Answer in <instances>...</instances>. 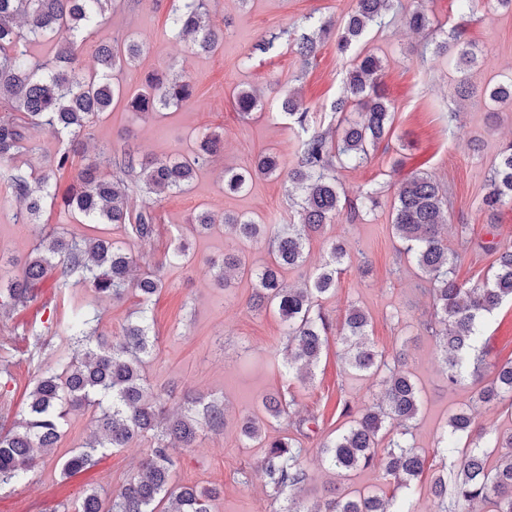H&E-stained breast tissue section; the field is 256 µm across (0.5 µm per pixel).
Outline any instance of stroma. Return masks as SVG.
I'll return each mask as SVG.
<instances>
[{"label":"stroma","instance_id":"stroma-1","mask_svg":"<svg viewBox=\"0 0 512 512\" xmlns=\"http://www.w3.org/2000/svg\"><path fill=\"white\" fill-rule=\"evenodd\" d=\"M173 4L174 0H149L108 14L80 45L79 63L84 71H95L98 46L111 41L114 33L129 35L149 45L150 51L134 67L114 72L125 94L142 91L151 74L164 72L191 83L192 100L136 120L130 119L123 103H114L91 128L87 151L101 171H111L114 152L122 144L119 133L131 126L141 152L151 157L190 156L197 134L206 129L222 133L220 152L184 190L156 198L159 234L143 247L130 241L121 225L72 224L53 206L45 207L38 223H16V204L0 182V282L20 274L25 260L52 229L110 239L133 254H146L152 265L185 245V261L160 270L166 286L151 301L157 342L145 375L153 390L174 391L170 410H178L177 398L187 390L205 401H223L222 427L204 429L192 449L172 450L177 460L175 485L220 489L214 512H283L287 506L286 501L269 500L257 467L262 450L245 444L240 436L241 419L261 414L263 396L273 392L293 394V413L315 420L303 441L308 479L293 494L297 504L310 507L338 486L391 494L382 465L345 479L320 462L323 440L349 423L341 414L343 406L359 410L378 400L383 390L381 377L350 370L342 360L344 347L336 335L353 305L368 313V334L379 352L389 358L404 353L422 399L409 442L434 469H442L448 459L437 441L449 416L469 402L472 386L447 384L436 341L420 324L432 311L428 283L404 256L391 227V213L397 183L411 172L423 171L432 174L448 195L449 246H456L460 226L468 228V242L456 265L460 281L474 283L487 273L494 257L483 251V244L493 241L512 247V203L495 213L482 206L499 150L512 140V105H494L484 95L487 86L512 78V11L495 7L492 0H475L468 10L457 0H424L431 19L428 29L411 32L398 16L386 27H371L362 38V45L383 61L382 83L394 108L393 129L362 164L336 171L347 196L374 190L377 206L353 220L337 217L324 236L312 240L305 265L284 274L288 283H301L327 260L328 239L349 245L336 291L322 301L333 336L311 378L301 381L288 374L278 316L249 307L254 288L249 275L235 276L224 285L206 274L205 264L222 261L230 252L244 253L255 268L269 258L267 244L242 241L225 229V214H243L259 224L293 221L297 199L284 178L259 177L246 192L228 196L223 172L250 167L262 152L277 153L293 163L299 138L280 114L283 91L298 90L312 126L336 124L331 105L343 92L349 57L338 53L331 40L316 60L306 64L288 48L287 39L308 28L309 14L335 20L349 12L355 0H205L212 24L224 31L223 47L212 54L197 53L188 42L174 38ZM452 32L472 44L477 55L471 93L464 99L455 93V65L435 52ZM268 37L275 40L273 49L256 52L255 44ZM243 88L254 89L263 101L262 110L247 120L235 105ZM201 211L216 221L210 233H197L191 222ZM76 294L100 312V329L109 337L119 335L140 308L139 297L132 293L119 301L82 288ZM39 311L35 305L0 316V361L9 360L12 373L6 390H0V425L15 419L31 385L34 365L24 357V334ZM482 345L488 367L512 361V304H503L487 322ZM91 418L87 409L71 412L54 455L40 463L28 481L0 488V512H56L59 504L71 501L82 489L114 491L135 472L139 453L150 447V439L103 457L92 470L62 477L60 461L84 443Z\"/></svg>","mask_w":512,"mask_h":512}]
</instances>
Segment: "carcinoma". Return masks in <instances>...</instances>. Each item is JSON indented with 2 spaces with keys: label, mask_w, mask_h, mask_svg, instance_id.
<instances>
[{
  "label": "carcinoma",
  "mask_w": 512,
  "mask_h": 512,
  "mask_svg": "<svg viewBox=\"0 0 512 512\" xmlns=\"http://www.w3.org/2000/svg\"><path fill=\"white\" fill-rule=\"evenodd\" d=\"M116 0H0V102L11 114L0 117V162L10 161L30 149V131L46 128L68 137L66 146L47 162L46 170L33 177L18 167L0 173L16 203V220L31 224L47 204L76 224H126L130 237L149 244L156 235L153 205L143 204L133 211L129 205V184H141L149 194L180 191L193 180L222 142V134L205 132L193 156L181 160H159L140 156L130 137L124 138L115 171L100 172L89 159L75 179L63 187L59 178L74 166L78 146L93 120L112 110L120 96V86L112 81L114 69L139 60L148 47L125 35L112 37L100 45L98 68L92 75L79 69L78 40L94 34ZM172 23L181 36L192 37L201 53H212L224 44V31L206 20L203 0H178ZM398 0H357L354 10L343 18L337 50L347 53L371 26H382ZM406 25L420 31L429 25L422 10L405 14ZM337 23L328 19L311 22V33L293 39L294 52L305 62L316 57L320 45L334 33ZM49 43L53 56L40 59L29 46L35 41ZM446 42L436 53L446 54L457 47L456 69L461 73L457 93L466 97L470 87L466 72L477 61L467 44ZM383 67L372 53H358L347 73L345 93L333 105L344 113L350 99L362 106L360 118L340 120L338 138L310 127L308 109L295 92L279 101L281 112L302 133L300 148L289 168L270 153L258 155L251 168L224 170V193L242 192L257 176H285L301 190L297 223L275 224L266 231L252 219L224 216L225 227L247 240L268 241L270 262L249 270L256 281L251 308L274 309L283 325V339L290 361L305 369L315 366L327 347L331 323L320 307V300L336 288L340 265L349 256L343 243L333 242L329 260L321 271L309 277V284L293 288L282 278V271L304 262L307 246L322 235L347 210L350 218L378 204L377 192L365 191L355 200H342L335 174L336 165L359 162L370 150L390 136L394 115L381 87ZM150 91L126 99L125 108L136 120L148 112L188 103L193 87L165 74L151 76ZM492 102L512 100V78L485 91ZM242 118L263 107L257 95L239 90L236 98ZM512 201V142L503 146L487 180L484 208L495 211ZM447 203L440 184L431 175L413 172L400 180L395 194L392 229L404 244L406 254L431 284L432 313L423 322L433 331L448 372V386L466 379L476 385L464 408L446 422L440 443L450 460L448 468L434 475L431 489L440 512H467L480 501L492 512H512V430L476 426L480 409L507 401L512 404V362L495 368L484 381L487 366L481 348V327L505 302L512 303V250L498 253L491 273L476 283L461 282L454 268L458 253L442 238ZM136 258L100 239L69 237L47 233L33 255L25 261L20 275L0 284V315H8L36 304L41 284L51 280L55 289L54 311L59 315L62 339L53 360L38 363L33 386L26 394L25 407L5 433L0 431V487L15 484L57 448L71 411L81 407L94 410L91 435L61 462L63 476L70 477L95 467L101 458L131 447L145 435L154 439L145 450L138 471L114 494L92 487L63 512H213L217 491L173 484L177 460L170 451L172 442L192 448L199 430L224 425V404L212 399L203 403L186 394L180 412L159 427L171 394L153 392L143 367L154 355L155 340L147 306L163 287V279L149 271L131 277ZM245 260L227 254L224 262L208 267L220 281L229 271L242 272ZM84 288L96 296L121 299L133 291L142 304L141 317L124 326L112 337V344L98 340L99 317L89 305L77 304L73 290ZM369 316L352 308L345 317L340 339L347 347L348 366L366 375H383L382 399L359 410L348 427L336 430L322 443L327 466L339 475L372 464L383 455L385 479L398 488L411 485L424 473L425 458L417 453L406 436L410 423L420 410V395L404 357L388 362L368 338ZM294 399L270 396L263 400L265 413L283 421L282 433L262 436L263 420L247 418L241 425L246 441L264 449L258 468L266 480L270 497L278 500L298 489L306 480L302 448L298 436L304 434L305 420H287ZM497 450L498 460L487 466V449ZM374 494L344 491L315 503L306 512H411L401 502Z\"/></svg>",
  "instance_id": "1"
}]
</instances>
